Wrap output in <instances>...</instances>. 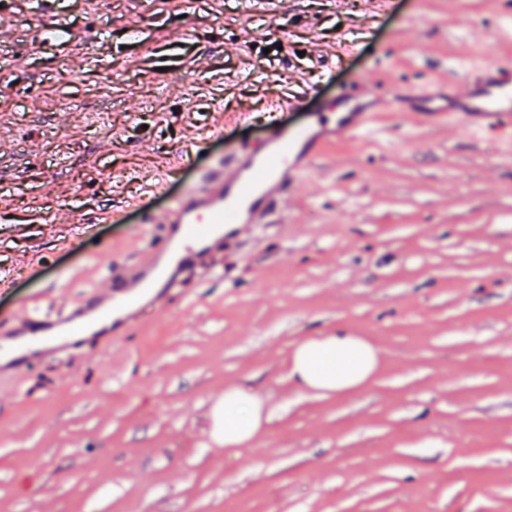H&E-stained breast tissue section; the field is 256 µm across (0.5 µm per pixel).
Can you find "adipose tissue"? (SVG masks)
<instances>
[{"mask_svg":"<svg viewBox=\"0 0 512 512\" xmlns=\"http://www.w3.org/2000/svg\"><path fill=\"white\" fill-rule=\"evenodd\" d=\"M378 365L375 349L357 336L332 333L304 341L289 371L298 387L321 393L342 392L364 382ZM224 444L247 443L257 433L260 404L237 387L224 391Z\"/></svg>","mask_w":512,"mask_h":512,"instance_id":"obj_1","label":"adipose tissue"}]
</instances>
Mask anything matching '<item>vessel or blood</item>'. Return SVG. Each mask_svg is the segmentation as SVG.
<instances>
[{
  "label": "vessel or blood",
  "mask_w": 512,
  "mask_h": 512,
  "mask_svg": "<svg viewBox=\"0 0 512 512\" xmlns=\"http://www.w3.org/2000/svg\"><path fill=\"white\" fill-rule=\"evenodd\" d=\"M71 29L63 17L40 24L37 41L59 46L69 41ZM370 94L384 105L383 113L366 110L337 113L335 121H315L305 126H273L257 148L244 151L223 175L200 191L175 198L162 226H142L140 235L148 244L142 261L131 268L118 289L98 293L88 306L46 321L40 336L28 339L26 323H19L8 340L10 346L26 350L38 361L49 355L71 351L78 336L88 334L122 317L128 330L140 327L136 307L146 297L163 303L173 285L172 268L180 254L205 244L225 226L262 223L264 203L279 201L287 186L311 170L328 146L340 141L377 134L381 114L399 115L386 93L359 87L357 94ZM449 125L465 127L476 138L498 132L512 139V61L481 68L468 93L443 112Z\"/></svg>",
  "instance_id": "vessel-or-blood-1"
}]
</instances>
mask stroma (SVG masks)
I'll use <instances>...</instances> for the list:
<instances>
[{
	"mask_svg": "<svg viewBox=\"0 0 512 512\" xmlns=\"http://www.w3.org/2000/svg\"><path fill=\"white\" fill-rule=\"evenodd\" d=\"M50 7L73 37L45 49L34 23ZM0 20L14 27L0 40V339L123 279L144 212L204 188L271 121L309 123L288 107L305 90L332 104L364 83L407 104L423 82L444 105L475 78L463 58L512 57L505 0H281L273 15L253 0H0ZM59 208L75 222L46 230ZM177 276L137 332L83 336L0 378V512H512L498 135L386 120L328 148L254 232L186 250ZM337 329L375 347V372L342 393L297 387L296 347ZM231 385L262 424L227 448L211 413Z\"/></svg>",
	"mask_w": 512,
	"mask_h": 512,
	"instance_id": "obj_1",
	"label": "stroma"
}]
</instances>
